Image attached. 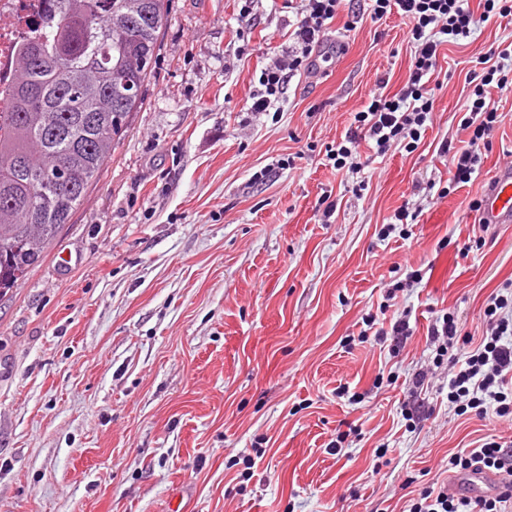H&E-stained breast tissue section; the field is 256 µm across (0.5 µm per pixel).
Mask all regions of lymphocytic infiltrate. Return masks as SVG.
I'll return each mask as SVG.
<instances>
[{
	"label": "lymphocytic infiltrate",
	"instance_id": "1",
	"mask_svg": "<svg viewBox=\"0 0 512 512\" xmlns=\"http://www.w3.org/2000/svg\"><path fill=\"white\" fill-rule=\"evenodd\" d=\"M343 8V0H301L300 18L292 33L293 45L276 54L260 70L252 94V112L268 111L284 85L302 67L313 65L324 43L329 24ZM512 13V0H483L481 14H474L468 0H372L370 15L379 20L395 14L405 20L407 38L414 49V61L399 92L373 96L366 110L358 112L360 130L328 147L326 157L333 168L342 169L356 156L361 138L374 141L377 153L391 147L412 148L434 107L432 82L443 41L459 42L471 37L478 23ZM472 85L461 119L472 129L467 149L455 152L451 165L458 182H469L482 164L481 144L493 129L497 110L487 101L486 86L506 88L512 83V66L493 61L482 73L466 77ZM494 324L477 348L465 358H451L448 370V403L458 414L486 416L495 410L501 417L512 416V301L502 295L490 296L484 310ZM449 467L467 472L476 469L506 471L512 476V446L497 440L457 452ZM409 512H512V484L503 492L474 500L450 493L447 488H424L414 498Z\"/></svg>",
	"mask_w": 512,
	"mask_h": 512
}]
</instances>
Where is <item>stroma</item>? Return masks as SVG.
Returning <instances> with one entry per match:
<instances>
[{
  "mask_svg": "<svg viewBox=\"0 0 512 512\" xmlns=\"http://www.w3.org/2000/svg\"><path fill=\"white\" fill-rule=\"evenodd\" d=\"M242 5L170 0L111 158L0 293V512H405L460 449L512 441V419L449 408L428 338L450 312L481 339L512 283V223L470 208L512 162V88H488L498 119L470 182L440 151L467 147L465 76L512 52V15L443 43L415 150L364 144L363 170L337 171L326 150L377 77L392 95L408 73L404 20L341 12L327 60L253 113L255 71L287 48L301 2L256 0L248 25ZM404 205L415 223L395 224ZM369 314L408 317L405 348L356 342Z\"/></svg>",
  "mask_w": 512,
  "mask_h": 512,
  "instance_id": "35a3bbf8",
  "label": "stroma"
}]
</instances>
